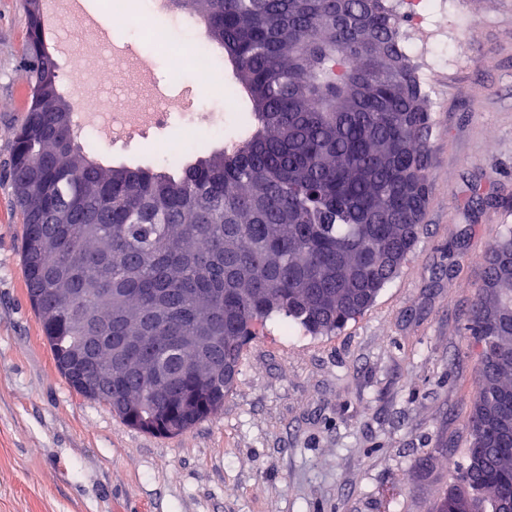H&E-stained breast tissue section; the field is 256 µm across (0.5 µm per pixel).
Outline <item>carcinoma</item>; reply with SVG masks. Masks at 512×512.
Segmentation results:
<instances>
[{
    "instance_id": "1",
    "label": "carcinoma",
    "mask_w": 512,
    "mask_h": 512,
    "mask_svg": "<svg viewBox=\"0 0 512 512\" xmlns=\"http://www.w3.org/2000/svg\"><path fill=\"white\" fill-rule=\"evenodd\" d=\"M232 66L250 124L232 148L170 171L104 170L73 136L58 149L56 65L37 0H23L25 115L9 178L23 216V275L56 368L80 395L118 409L135 428L177 435L224 407L255 325L279 316L328 335L363 314L416 245L429 201L430 113L388 0H184ZM47 242L39 255L33 235ZM55 288L52 302L33 296ZM91 337L72 353L80 315ZM112 335L188 372L176 399L121 410L130 387L152 390L111 360ZM209 325L224 344L212 381L188 341ZM479 382L468 422L470 458L452 482L469 491L438 512L512 507V226L483 258L469 313ZM112 361L99 396L79 384Z\"/></svg>"
}]
</instances>
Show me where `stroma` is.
I'll return each instance as SVG.
<instances>
[{"label":"stroma","mask_w":512,"mask_h":512,"mask_svg":"<svg viewBox=\"0 0 512 512\" xmlns=\"http://www.w3.org/2000/svg\"><path fill=\"white\" fill-rule=\"evenodd\" d=\"M457 2L460 59L427 89L423 232L397 278L332 335L268 320L223 409L161 437L72 389L29 302L5 175L27 18L0 0V512H435L467 463L481 259L512 225V0ZM158 155L153 138L91 152L106 168Z\"/></svg>","instance_id":"1"}]
</instances>
